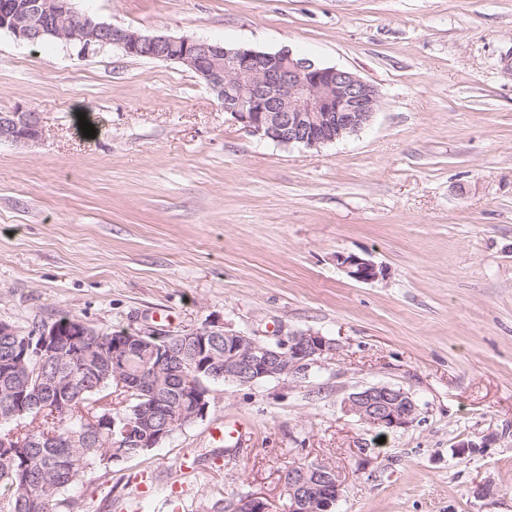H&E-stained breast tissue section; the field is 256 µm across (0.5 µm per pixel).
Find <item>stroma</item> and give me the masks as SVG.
I'll use <instances>...</instances> for the list:
<instances>
[{"label": "stroma", "mask_w": 512, "mask_h": 512, "mask_svg": "<svg viewBox=\"0 0 512 512\" xmlns=\"http://www.w3.org/2000/svg\"><path fill=\"white\" fill-rule=\"evenodd\" d=\"M72 4L145 35L287 47L379 104L356 134L284 146L182 64L0 31V110L44 129L0 143V322L335 343L303 380L209 383L205 418L89 472L70 512L277 507L294 463L338 472L331 512H512V0ZM341 255L383 273L356 281ZM373 384L408 392L416 421L381 436L347 415ZM227 418L251 447L212 438Z\"/></svg>", "instance_id": "35a3bbf8"}]
</instances>
